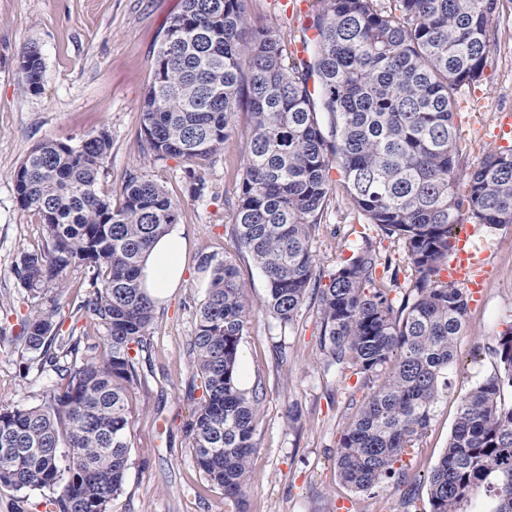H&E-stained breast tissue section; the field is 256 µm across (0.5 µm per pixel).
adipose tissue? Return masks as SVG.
<instances>
[{"instance_id": "ef3b65f1", "label": "adipose tissue", "mask_w": 512, "mask_h": 512, "mask_svg": "<svg viewBox=\"0 0 512 512\" xmlns=\"http://www.w3.org/2000/svg\"><path fill=\"white\" fill-rule=\"evenodd\" d=\"M186 240L178 229L172 228L159 238L142 265L140 280L153 302L168 298L183 281Z\"/></svg>"}]
</instances>
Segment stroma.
Segmentation results:
<instances>
[{
	"mask_svg": "<svg viewBox=\"0 0 512 512\" xmlns=\"http://www.w3.org/2000/svg\"><path fill=\"white\" fill-rule=\"evenodd\" d=\"M315 0H243L251 25L271 26L288 41L302 35V5ZM182 0H0V405L42 404L55 383L41 371L37 353L19 336L30 299L14 264L21 252L41 249L43 227L16 203L12 174L27 153L45 140H72L107 129L112 151L99 188L113 204L122 200L125 177L146 175L178 204V229L188 241L184 283L155 309L148 331L145 378L128 398L130 465L111 512H429L427 477L448 445L461 390L499 370L496 338L512 320V224L475 225L472 242L486 254L484 285L470 302L458 344L451 386L418 447L402 457L416 473L412 503L386 481L367 493L344 487L336 476L340 435L367 396L351 370L327 367L320 347L317 304L307 301L294 326L284 327L260 307L265 280L232 233L235 197L247 155V115L236 113L223 150L204 166L209 195L187 194L179 158L155 160L139 150L141 103L154 56ZM478 87L456 96L455 124L477 165L491 148L499 112L512 111V12L504 11ZM35 44L45 63L39 93L23 89L17 56ZM311 246L322 273L351 257L367 234L391 260L397 285L415 272L402 244L372 224L354 222L340 173ZM230 259L252 317L240 347V381L260 397L256 448L244 503L227 500L198 469L186 423L199 400L188 343L208 286L197 269L200 254Z\"/></svg>",
	"mask_w": 512,
	"mask_h": 512,
	"instance_id": "1",
	"label": "stroma"
}]
</instances>
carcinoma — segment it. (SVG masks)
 Returning a JSON list of instances; mask_svg holds the SVG:
<instances>
[{
  "instance_id": "obj_1",
  "label": "carcinoma",
  "mask_w": 512,
  "mask_h": 512,
  "mask_svg": "<svg viewBox=\"0 0 512 512\" xmlns=\"http://www.w3.org/2000/svg\"><path fill=\"white\" fill-rule=\"evenodd\" d=\"M512 0H317L305 55L270 26L252 28L242 0H183L164 31L142 104L141 147L181 158L193 199L200 171L250 115L248 154L234 233L266 284L263 307L283 325L311 298L326 362L350 368L372 392L336 448L339 481L368 492L416 475L395 464L418 443L448 393L468 292L441 277L457 225L512 224V147L489 150L473 169L454 123L463 85L481 80L495 19ZM22 87L41 90L44 62L22 45ZM112 150L107 130L77 143L35 145L14 170L19 208L40 218L44 244L22 251L14 271L32 300L20 337L58 382L36 406H0V487L48 492L53 512H110L129 469L127 395L143 379L155 305L140 258L178 223L179 206L157 181L131 174L122 201L99 190ZM343 175L352 210L403 245L414 270L402 299L377 284L382 257L362 237L326 284L317 278L311 231ZM210 283L189 353L202 395L188 423L206 479L240 501L255 448V405L239 383L249 304L235 264L200 258ZM87 269V293L71 309L105 330L108 352L84 353L59 333L69 269ZM500 370L460 394L448 446L428 477L429 512H467L479 496L512 512V324L498 336Z\"/></svg>"
}]
</instances>
